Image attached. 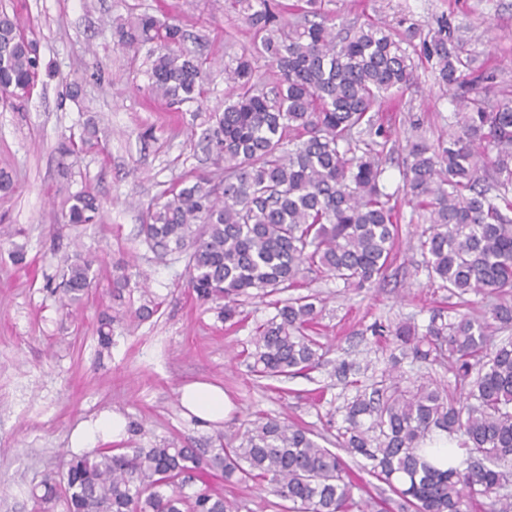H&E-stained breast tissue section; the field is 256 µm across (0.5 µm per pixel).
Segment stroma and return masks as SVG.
<instances>
[{
    "label": "stroma",
    "instance_id": "obj_1",
    "mask_svg": "<svg viewBox=\"0 0 512 512\" xmlns=\"http://www.w3.org/2000/svg\"><path fill=\"white\" fill-rule=\"evenodd\" d=\"M38 42L42 70L33 93L0 104V168L10 171L11 193L0 199V512H34L31 488L61 470L71 435L107 412L140 423L146 439L195 438L212 432L232 440L253 413L282 416L335 439L351 391L335 374L339 360L386 361L369 331L373 322L415 320L435 314L481 313L487 301L470 296L455 304L446 289L429 283L416 247L423 223L403 191L402 161L387 162L382 184L398 200L399 247L384 281L353 291L321 276L307 292L319 299L316 338L327 363L306 375L273 383L255 378L243 350L256 323L274 313L268 299L244 302L242 322L227 327L215 304L201 303L186 287L181 254L151 250L139 233L150 200L192 174L224 176V165L202 148L214 113L223 111L228 88L224 68L248 53L268 83L276 75L256 54L240 0H0ZM336 27L367 22L397 31L418 30L407 50L417 69L413 83L392 94L379 114L398 143L419 134L436 140L450 129L455 104L439 87L423 54V41L441 24L453 43L477 63L495 69L488 90L498 99L512 89V0H323ZM149 12L185 30L186 46L215 59L203 101L170 107L148 90L146 50H119L117 21ZM80 94L68 95L70 86ZM95 132L94 147L61 158L63 137ZM90 190L102 206L95 224L66 225L68 194ZM23 250L27 265L13 253ZM95 257L100 286L79 304L62 307L51 285L60 280L63 257ZM129 278L128 300H111L113 276ZM149 289L160 307L144 321L129 320ZM115 318L112 349L100 353L103 308ZM194 381L221 386L234 409L215 429L196 426L180 405L179 390ZM213 487L236 500L240 512H278L276 498L253 483Z\"/></svg>",
    "mask_w": 512,
    "mask_h": 512
}]
</instances>
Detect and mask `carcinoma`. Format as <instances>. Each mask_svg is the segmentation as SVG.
I'll return each mask as SVG.
<instances>
[{
	"label": "carcinoma",
	"mask_w": 512,
	"mask_h": 512,
	"mask_svg": "<svg viewBox=\"0 0 512 512\" xmlns=\"http://www.w3.org/2000/svg\"><path fill=\"white\" fill-rule=\"evenodd\" d=\"M302 20L285 24L273 0H244L246 22L278 85L258 87L251 60L224 68L230 92L215 114L208 150L224 161L216 188L206 175L182 180L152 201L142 233L147 246L184 252L188 287L219 305L224 321L243 301L277 296L327 273L347 288L384 277L395 258L399 212L380 188L391 132L375 113L414 80L403 34L367 23L333 33L322 0H304ZM122 48L150 44V89L170 104L203 95L206 61L183 47L181 27L144 13L115 27ZM439 84L453 92L454 131L430 144L409 143L405 194L427 213L420 233L428 279L458 298L493 296L479 316L416 323L376 322V342L399 350L390 369L369 384L355 379L338 446L365 460L361 469L388 485L412 512H512L504 491L512 474V342L493 331L512 325V96L492 103L493 71L474 65L452 44L444 24L424 43ZM37 42L0 9V97L30 95L38 76ZM100 202L89 190L69 198V224H92ZM93 263L63 261L52 289L61 305L94 288ZM275 314L256 325L247 366L275 379L319 367L322 346L309 334L318 312L309 295L273 302ZM112 307L99 318L98 340L112 347ZM448 359L459 396L430 381L393 375L405 359ZM446 435L456 443L448 467L435 465L427 445ZM319 435L286 418L260 414L238 444L218 433L203 448L161 440L149 448H96L71 454L66 470L32 487L35 512H239L211 490L214 480L253 482L279 499V512H366L355 499L346 461Z\"/></svg>",
	"instance_id": "cac0c4a2"
}]
</instances>
